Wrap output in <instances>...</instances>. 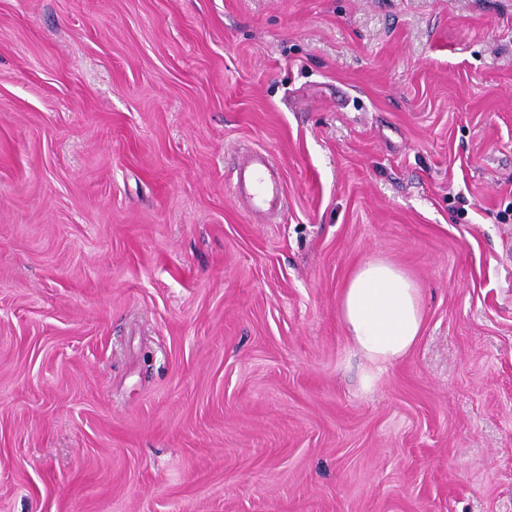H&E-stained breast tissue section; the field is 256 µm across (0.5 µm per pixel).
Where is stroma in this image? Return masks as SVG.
<instances>
[{
    "instance_id": "35a3bbf8",
    "label": "stroma",
    "mask_w": 512,
    "mask_h": 512,
    "mask_svg": "<svg viewBox=\"0 0 512 512\" xmlns=\"http://www.w3.org/2000/svg\"><path fill=\"white\" fill-rule=\"evenodd\" d=\"M0 512H512V0H0ZM233 192L251 210L274 212L286 202V186L274 170V161L262 148L250 149L238 165ZM338 312L352 347L367 362V382L376 371L405 357L422 332L418 286L382 259L357 266L342 289Z\"/></svg>"
}]
</instances>
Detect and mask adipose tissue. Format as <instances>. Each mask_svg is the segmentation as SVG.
I'll return each instance as SVG.
<instances>
[{
	"label": "adipose tissue",
	"mask_w": 512,
	"mask_h": 512,
	"mask_svg": "<svg viewBox=\"0 0 512 512\" xmlns=\"http://www.w3.org/2000/svg\"><path fill=\"white\" fill-rule=\"evenodd\" d=\"M338 312L348 340L371 374L405 357L422 332L418 286L382 259L357 266L340 294Z\"/></svg>",
	"instance_id": "obj_1"
}]
</instances>
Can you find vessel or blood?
Returning <instances> with one entry per match:
<instances>
[{"mask_svg":"<svg viewBox=\"0 0 512 512\" xmlns=\"http://www.w3.org/2000/svg\"><path fill=\"white\" fill-rule=\"evenodd\" d=\"M233 192L251 210L272 212L286 202V186L276 175L274 161L262 148L250 149L238 165Z\"/></svg>","mask_w":512,"mask_h":512,"instance_id":"b4317fda","label":"vessel or blood"}]
</instances>
